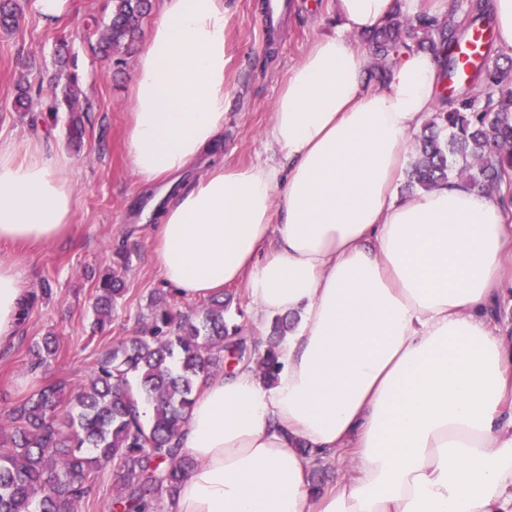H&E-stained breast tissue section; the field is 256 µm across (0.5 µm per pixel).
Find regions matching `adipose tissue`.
<instances>
[{"label": "adipose tissue", "mask_w": 512, "mask_h": 512, "mask_svg": "<svg viewBox=\"0 0 512 512\" xmlns=\"http://www.w3.org/2000/svg\"><path fill=\"white\" fill-rule=\"evenodd\" d=\"M426 0H335L340 27L288 73L269 136L280 164L228 168L224 2L164 0L131 78L127 148L146 184L206 172L157 215L178 296L245 283L259 323L296 316L282 368L203 382L181 442L199 465L171 512H512V204L451 179L399 194L436 110L438 57L414 50L366 85L353 38ZM64 160L0 145V249L71 227ZM26 302L0 262V348ZM349 472L311 488V463Z\"/></svg>", "instance_id": "adipose-tissue-1"}]
</instances>
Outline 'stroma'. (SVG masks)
<instances>
[{
    "label": "stroma",
    "instance_id": "35a3bbf8",
    "mask_svg": "<svg viewBox=\"0 0 512 512\" xmlns=\"http://www.w3.org/2000/svg\"><path fill=\"white\" fill-rule=\"evenodd\" d=\"M18 24L0 30V142L38 144L46 157H65L74 199L73 227L35 249L0 250L24 278L27 308L15 342L0 351V422L34 392L54 382L83 376L98 351L131 335L146 315L152 295L164 290L154 259L153 222L177 186L206 171L197 163L178 184L144 187L133 173L126 138L129 86L136 55L123 67L99 58L95 47L110 16L111 0H66L63 12L44 18L37 0H18ZM266 0H224V164L247 166L271 160L268 142L275 102L314 39L333 33L332 0H288L281 26L263 25ZM67 41L81 77L80 102L87 112L81 148L68 141L64 123L43 120L41 93L53 84L54 50ZM36 94L21 111L14 105L17 83ZM131 257L123 272L127 291L101 338H93L92 304L104 271L119 268L118 251ZM59 338L50 370L31 371V346L47 334Z\"/></svg>",
    "mask_w": 512,
    "mask_h": 512
}]
</instances>
